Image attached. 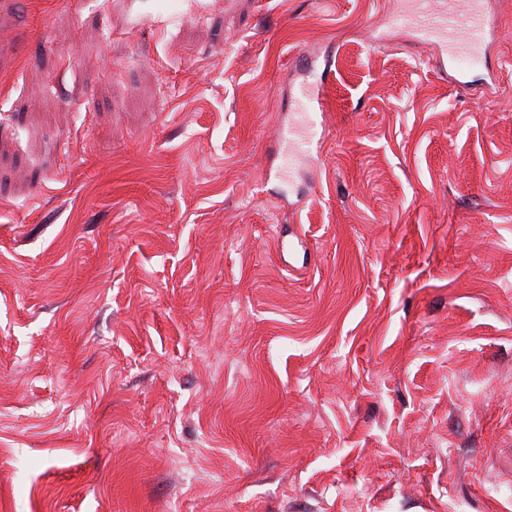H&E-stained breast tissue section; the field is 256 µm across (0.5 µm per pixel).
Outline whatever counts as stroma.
<instances>
[{
    "label": "stroma",
    "instance_id": "stroma-1",
    "mask_svg": "<svg viewBox=\"0 0 512 512\" xmlns=\"http://www.w3.org/2000/svg\"><path fill=\"white\" fill-rule=\"evenodd\" d=\"M171 2L0 0V512H512V0ZM430 2L409 1L396 19L424 45L432 44L447 32L455 34V39L448 44V72L459 87L470 88L474 84L468 79V65L481 59V50L496 29V18L479 3H473L470 12L458 14L453 11L435 13Z\"/></svg>",
    "mask_w": 512,
    "mask_h": 512
}]
</instances>
